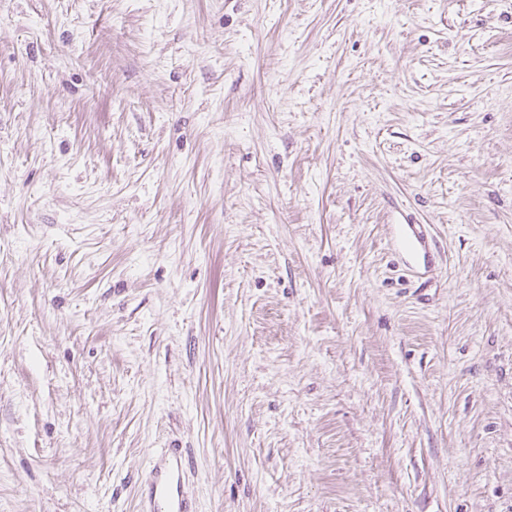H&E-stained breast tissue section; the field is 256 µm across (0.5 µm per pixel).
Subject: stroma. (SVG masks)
Here are the masks:
<instances>
[{"label":"stroma","mask_w":512,"mask_h":512,"mask_svg":"<svg viewBox=\"0 0 512 512\" xmlns=\"http://www.w3.org/2000/svg\"><path fill=\"white\" fill-rule=\"evenodd\" d=\"M163 453L195 512H512V0H0V512Z\"/></svg>","instance_id":"35a3bbf8"}]
</instances>
